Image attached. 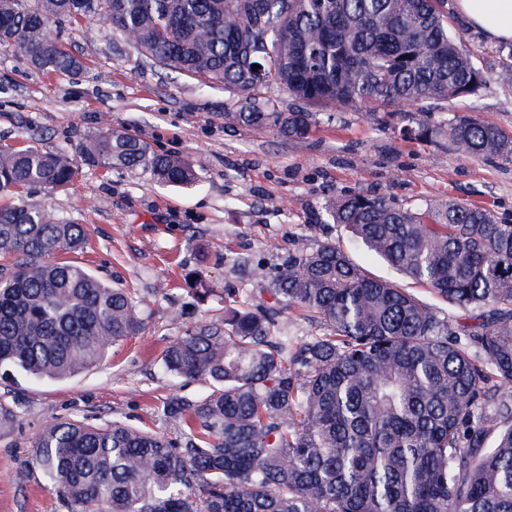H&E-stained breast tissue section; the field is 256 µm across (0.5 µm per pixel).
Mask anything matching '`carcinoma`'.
Wrapping results in <instances>:
<instances>
[{"mask_svg":"<svg viewBox=\"0 0 512 512\" xmlns=\"http://www.w3.org/2000/svg\"><path fill=\"white\" fill-rule=\"evenodd\" d=\"M105 18L151 65L221 83L237 100L224 124L307 137L317 111L393 108L405 139L463 158L512 159V137L477 112L489 77L448 28V0H0V47L38 70L83 62L53 24ZM292 104L279 107L273 92ZM441 112L421 120L401 109ZM140 168L191 186L200 162L159 154L104 126L77 154L0 145V193L71 184L80 165ZM341 224L412 283L474 315L472 328L372 277L332 242L293 243L269 268L237 264L269 302L227 300L171 339L164 374L209 394L172 396V438L114 421L55 419L31 457L67 512H512V224L453 198L412 209L368 191L328 197ZM83 225L24 202L0 206V374L73 379L144 326L140 302L67 258ZM300 308L323 332L300 341L282 319ZM18 413L0 401V432Z\"/></svg>","mask_w":512,"mask_h":512,"instance_id":"cac0c4a2","label":"carcinoma"}]
</instances>
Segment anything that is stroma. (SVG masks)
Here are the masks:
<instances>
[{"mask_svg":"<svg viewBox=\"0 0 512 512\" xmlns=\"http://www.w3.org/2000/svg\"><path fill=\"white\" fill-rule=\"evenodd\" d=\"M451 28L491 71L512 63L507 44L488 39L464 17L452 15ZM53 34L82 55L84 70L76 77L46 74L18 51L0 49V144L71 148L107 124L156 152L199 158L203 166L197 185L188 188L159 185L139 169L86 167L54 192L24 193L27 203L85 225L87 248L73 261L141 300L145 328L74 379L0 380V398L19 407L15 427L0 435V512H66L40 471H28L23 482L17 478L35 437L54 418L101 426L121 420L173 433L160 415L164 402L203 396L208 386L165 375L159 358L187 327L222 318L224 295L249 298L254 283L234 266L235 257L274 267L291 240H328L369 274L399 281L347 228L317 220L326 197L364 190L412 208L449 197L485 206L512 224L511 160L464 159L403 140L393 131L398 118L384 128L363 108L332 120L318 114L300 140L228 128L224 105L232 95L223 84L204 85L151 66L98 20L64 21ZM476 106L512 135V84L491 83ZM199 270L210 290L204 300L194 292Z\"/></svg>","mask_w":512,"mask_h":512,"instance_id":"35a3bbf8","label":"stroma"}]
</instances>
